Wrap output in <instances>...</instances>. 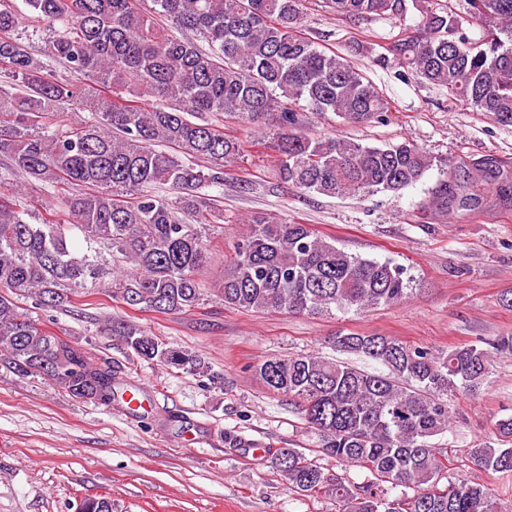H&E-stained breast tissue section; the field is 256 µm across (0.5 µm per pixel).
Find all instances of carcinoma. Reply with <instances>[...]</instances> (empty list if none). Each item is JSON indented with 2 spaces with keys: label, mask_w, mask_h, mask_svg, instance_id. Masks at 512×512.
<instances>
[{
  "label": "carcinoma",
  "mask_w": 512,
  "mask_h": 512,
  "mask_svg": "<svg viewBox=\"0 0 512 512\" xmlns=\"http://www.w3.org/2000/svg\"><path fill=\"white\" fill-rule=\"evenodd\" d=\"M305 2L24 0L23 14L13 0H0V156L9 161L7 176L50 189L87 188L66 202L75 228L86 243L125 263L109 271L96 251L75 253L68 225L54 213L32 224L0 193V357L17 373L56 380L78 399L112 401V371L24 312L20 298L58 309L110 275L112 300L133 310L180 314L204 304L196 273L209 259L206 229L224 220L210 190L224 187V169L243 158L244 144L212 123L189 120L190 112L224 113L260 139L274 122L277 177L310 192L398 194L435 166L440 178L422 213L512 209V162L467 155L436 160L406 139L376 147L301 129L307 109L333 112L351 125L386 120L391 102L367 69L391 65L512 125V0H465L463 13L429 0L414 32L391 35L378 49L361 46L366 64L298 34ZM319 3L351 20L386 15L399 22L417 7V0ZM26 20L45 24L38 53L17 37ZM475 24L483 29L479 39L469 35ZM178 32L198 34L207 47ZM51 61L94 83L53 77ZM65 110L91 118L53 122ZM197 160L206 170L194 167ZM246 226L224 259L217 292L226 307L330 316L410 296L404 266L353 255L307 224L254 216ZM105 333L143 361L190 375L209 371L194 352L125 317L109 318ZM331 344L383 370L313 353L250 366L267 389L300 407L321 456L371 475L363 483L346 481L298 448H278L274 467L296 493L331 495L342 512H502L490 488L448 477V456L433 440L448 431V398L483 389L494 358L512 354V336L434 352L342 330ZM468 456L487 472H512V416L498 420L492 438ZM398 487L413 496L392 495ZM78 512H112V500L85 497Z\"/></svg>",
  "instance_id": "1"
}]
</instances>
